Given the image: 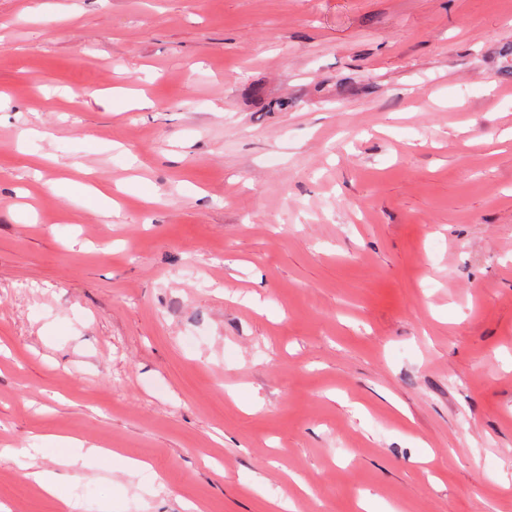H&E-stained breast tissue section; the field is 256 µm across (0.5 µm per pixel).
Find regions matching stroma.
Wrapping results in <instances>:
<instances>
[{
  "mask_svg": "<svg viewBox=\"0 0 512 512\" xmlns=\"http://www.w3.org/2000/svg\"><path fill=\"white\" fill-rule=\"evenodd\" d=\"M507 86L512 0H0V512H512ZM58 455L69 461L71 465L92 466L100 460L106 459L105 456L112 454L111 451L95 446L84 448V444L73 439H60L55 443ZM33 481L47 494L59 498L62 508L69 512L76 511L78 505L70 498H60L58 495L59 482L55 473L50 471H34L29 473Z\"/></svg>",
  "mask_w": 512,
  "mask_h": 512,
  "instance_id": "1",
  "label": "stroma"
}]
</instances>
